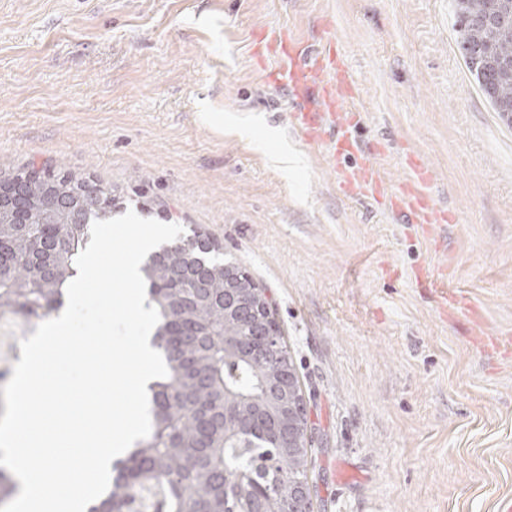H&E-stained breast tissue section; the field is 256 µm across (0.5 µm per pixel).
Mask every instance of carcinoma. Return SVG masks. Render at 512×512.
<instances>
[{
	"mask_svg": "<svg viewBox=\"0 0 512 512\" xmlns=\"http://www.w3.org/2000/svg\"><path fill=\"white\" fill-rule=\"evenodd\" d=\"M460 50L494 111L512 103V0H455ZM83 179L66 171L28 182L34 200L50 192L59 199L35 211L28 224L0 206V318L40 322L64 305L77 276L76 257L87 247L96 220L112 218L118 198L100 187L102 200H78ZM85 224L72 223L75 208ZM186 251L162 247L142 264L146 306L160 314L152 337L168 376L148 385L150 435L113 465L115 477L88 512H294L309 494L308 440L283 448L288 399L295 421L306 416L297 396H289L288 371L294 364L263 289L243 270L238 292L252 300L253 312L227 301L226 263L215 259L218 244L192 231ZM235 348H224V341ZM231 413L249 435L224 438V395ZM16 493L14 475L0 467V503Z\"/></svg>",
	"mask_w": 512,
	"mask_h": 512,
	"instance_id": "1",
	"label": "carcinoma"
}]
</instances>
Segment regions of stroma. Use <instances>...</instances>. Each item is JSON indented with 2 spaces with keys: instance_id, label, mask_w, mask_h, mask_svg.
<instances>
[{
  "instance_id": "1",
  "label": "stroma",
  "mask_w": 512,
  "mask_h": 512,
  "mask_svg": "<svg viewBox=\"0 0 512 512\" xmlns=\"http://www.w3.org/2000/svg\"><path fill=\"white\" fill-rule=\"evenodd\" d=\"M281 33L349 74L353 156L294 117ZM414 157L447 228L334 172L371 162L393 192ZM31 164L205 231L264 289L307 407L313 512L512 497V353L444 301L512 341V125L463 60L453 0H0V165Z\"/></svg>"
}]
</instances>
